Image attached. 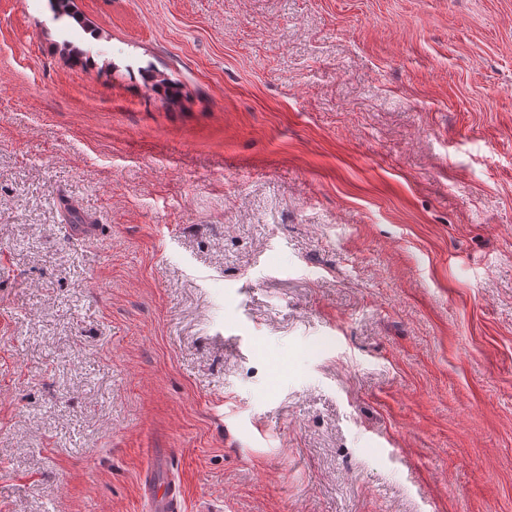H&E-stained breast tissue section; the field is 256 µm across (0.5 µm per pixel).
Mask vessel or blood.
<instances>
[{"label": "vessel or blood", "instance_id": "vessel-or-blood-1", "mask_svg": "<svg viewBox=\"0 0 512 512\" xmlns=\"http://www.w3.org/2000/svg\"><path fill=\"white\" fill-rule=\"evenodd\" d=\"M172 449L154 448L140 477L146 512H186L182 487L171 470Z\"/></svg>", "mask_w": 512, "mask_h": 512}]
</instances>
